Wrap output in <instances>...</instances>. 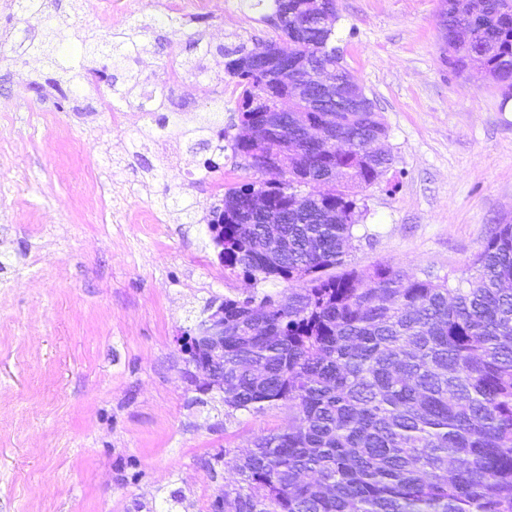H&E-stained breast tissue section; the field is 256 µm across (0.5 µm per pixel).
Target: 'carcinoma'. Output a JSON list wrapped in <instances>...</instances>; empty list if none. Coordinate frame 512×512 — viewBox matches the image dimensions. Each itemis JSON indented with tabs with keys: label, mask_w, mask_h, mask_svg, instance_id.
<instances>
[{
	"label": "carcinoma",
	"mask_w": 512,
	"mask_h": 512,
	"mask_svg": "<svg viewBox=\"0 0 512 512\" xmlns=\"http://www.w3.org/2000/svg\"><path fill=\"white\" fill-rule=\"evenodd\" d=\"M442 61L456 76L480 70L512 99V0H441ZM302 75L351 79L336 46L337 0H257ZM152 24L112 34L110 53L138 47ZM247 48L225 53L240 88L232 149L254 177L226 190L210 223L224 270L289 284L277 299L224 297V406L288 409V427L258 435L239 475L224 485V512H512V224L495 228L452 285L386 263L345 269L359 217L351 186L372 185L391 164L368 145L387 137L380 113L274 112L285 85ZM119 98L148 89L133 72L81 67ZM318 127L344 149L298 135ZM323 185L325 191L302 190ZM263 196L274 211L251 204Z\"/></svg>",
	"instance_id": "1"
}]
</instances>
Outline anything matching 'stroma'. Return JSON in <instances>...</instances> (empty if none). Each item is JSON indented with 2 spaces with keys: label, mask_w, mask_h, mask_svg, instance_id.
<instances>
[{
  "label": "stroma",
  "mask_w": 512,
  "mask_h": 512,
  "mask_svg": "<svg viewBox=\"0 0 512 512\" xmlns=\"http://www.w3.org/2000/svg\"><path fill=\"white\" fill-rule=\"evenodd\" d=\"M122 2L48 0L28 23L0 0V512H210L234 477L220 455L288 425L284 407L247 414L197 390L182 348L208 305L284 289L225 272L208 231L215 184L252 173L232 149L181 135L206 118L237 134L224 53L273 31L250 0H210L177 32L158 0H137L153 26L122 66L170 85L161 131L136 104L101 110L112 96L104 84L65 103L36 96L30 81L59 76L49 56L112 63L105 50L86 57L81 40L49 39L50 29L74 24L102 44ZM338 8L336 44L392 155L357 190L361 225L345 263L464 277L492 229L512 224V112L483 75L443 63L440 0ZM27 23L46 49L11 61ZM187 59L196 70L170 81L171 62Z\"/></svg>",
  "instance_id": "35a3bbf8"
}]
</instances>
